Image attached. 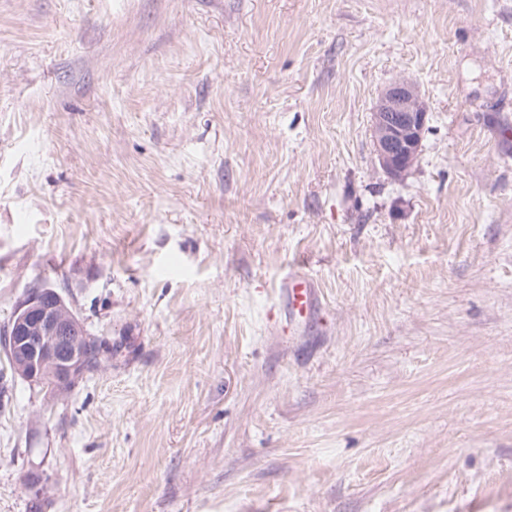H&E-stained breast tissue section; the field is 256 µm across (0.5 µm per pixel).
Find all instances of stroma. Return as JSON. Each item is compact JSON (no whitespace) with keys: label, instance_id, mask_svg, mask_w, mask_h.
I'll return each mask as SVG.
<instances>
[{"label":"stroma","instance_id":"1","mask_svg":"<svg viewBox=\"0 0 512 512\" xmlns=\"http://www.w3.org/2000/svg\"><path fill=\"white\" fill-rule=\"evenodd\" d=\"M43 287L112 350L0 346V512H512V0H0V332ZM428 112L415 83L397 78L384 88L373 113V138L378 160L392 177L414 164ZM285 296L291 314L309 317L315 306L316 288L302 273H291L285 283Z\"/></svg>","mask_w":512,"mask_h":512}]
</instances>
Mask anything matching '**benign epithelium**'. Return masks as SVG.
Returning a JSON list of instances; mask_svg holds the SVG:
<instances>
[{"label": "benign epithelium", "mask_w": 512, "mask_h": 512, "mask_svg": "<svg viewBox=\"0 0 512 512\" xmlns=\"http://www.w3.org/2000/svg\"><path fill=\"white\" fill-rule=\"evenodd\" d=\"M428 112L415 83L397 78L384 88L373 113L378 160L392 177L414 164ZM14 372L25 380L61 391L79 378L90 333L52 288H42L15 310L7 330Z\"/></svg>", "instance_id": "1"}]
</instances>
